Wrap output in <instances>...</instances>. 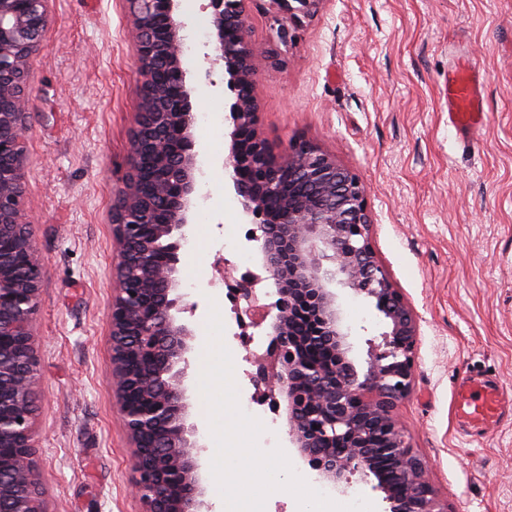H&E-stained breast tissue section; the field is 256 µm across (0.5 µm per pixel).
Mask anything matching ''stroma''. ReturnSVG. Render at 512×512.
Wrapping results in <instances>:
<instances>
[{
  "mask_svg": "<svg viewBox=\"0 0 512 512\" xmlns=\"http://www.w3.org/2000/svg\"><path fill=\"white\" fill-rule=\"evenodd\" d=\"M208 0H180L184 36L196 37L183 66L194 112L223 119L195 127L199 197L190 211L200 245L180 249V291L190 368L199 372L202 321L225 317L240 403L275 419L278 445L318 490L328 488L289 440L285 405L263 399L255 359L268 324L246 345L225 275L238 255L261 269L246 240L252 223L223 176L232 93L215 95ZM127 0H53L48 32L30 59L24 209L42 268L37 318L38 446L34 463L45 512H145L135 490L134 449L118 413L108 315L116 253L112 209L130 172L141 110ZM277 61L257 76L260 130L274 154L306 139L356 173L367 189L370 241L418 324L411 392L395 413L450 512H512V416L475 434L454 415L463 373L497 383L512 402V0H323ZM470 61L487 78L485 122L469 142L448 124V71ZM235 234V250L224 248ZM350 357L365 370L382 345L373 299L344 291ZM248 334V335H249Z\"/></svg>",
  "mask_w": 512,
  "mask_h": 512,
  "instance_id": "1",
  "label": "stroma"
}]
</instances>
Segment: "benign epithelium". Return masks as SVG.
I'll use <instances>...</instances> for the list:
<instances>
[{
    "label": "benign epithelium",
    "instance_id": "7a95c632",
    "mask_svg": "<svg viewBox=\"0 0 512 512\" xmlns=\"http://www.w3.org/2000/svg\"><path fill=\"white\" fill-rule=\"evenodd\" d=\"M259 0H209L216 48L224 61L231 145L224 158L243 212L264 221L248 241L262 255L267 277L248 272L230 292L252 306L257 286L274 281L277 300L271 341L256 360L255 381L277 385L269 396L286 401L289 434L321 476L350 484L371 473L390 512H448L424 477L425 464L406 442L393 410L409 394L415 368L417 324L369 240L372 216L359 177L307 140H295L286 156L266 163L259 129L257 76L273 56L252 42L250 5ZM278 7L270 39L285 43L290 28L317 13L323 0H270ZM137 60L144 77L143 102L131 144V174L112 210L119 249L117 289L110 310V341L120 411L135 442L136 486L147 512H203L202 490L187 424L184 380L190 326L176 314L194 311L178 293L177 253L186 240L188 212L197 189V155L191 93L182 67L184 23L178 0H130ZM50 0H0V512H43L33 464L37 380L36 319L42 286L33 226L25 218L27 167V62L49 26ZM166 49L164 67L178 76L185 106L164 107L151 64ZM281 174L305 195L273 199ZM376 301L387 331L386 350L370 354L360 373L349 357L350 327L337 304L336 287ZM313 314L311 338L327 346L336 363L308 364L294 336L300 308ZM317 405L320 421L308 423L304 406ZM387 432L386 448L401 476L388 484L365 445L368 424ZM346 451L336 455V443Z\"/></svg>",
    "mask_w": 512,
    "mask_h": 512
}]
</instances>
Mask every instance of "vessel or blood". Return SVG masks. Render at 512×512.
<instances>
[{"label": "vessel or blood", "instance_id": "vessel-or-blood-1", "mask_svg": "<svg viewBox=\"0 0 512 512\" xmlns=\"http://www.w3.org/2000/svg\"><path fill=\"white\" fill-rule=\"evenodd\" d=\"M485 80L467 65L456 66L448 75V123L460 140H468L483 121ZM456 411L474 431L497 423L505 412L501 394L493 381L462 375L456 384Z\"/></svg>", "mask_w": 512, "mask_h": 512}]
</instances>
